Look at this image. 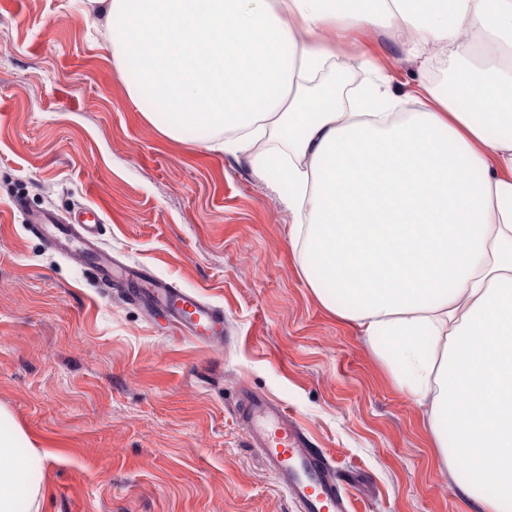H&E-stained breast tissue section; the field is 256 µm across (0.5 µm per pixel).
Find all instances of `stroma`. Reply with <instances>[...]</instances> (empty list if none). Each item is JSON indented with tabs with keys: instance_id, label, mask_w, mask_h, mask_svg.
Returning <instances> with one entry per match:
<instances>
[{
	"instance_id": "stroma-1",
	"label": "stroma",
	"mask_w": 512,
	"mask_h": 512,
	"mask_svg": "<svg viewBox=\"0 0 512 512\" xmlns=\"http://www.w3.org/2000/svg\"><path fill=\"white\" fill-rule=\"evenodd\" d=\"M373 39L395 92L448 75ZM286 192L244 155L161 135L88 0H0V406L50 451L40 512H297L238 422L244 390L331 454L352 512H474L427 408L303 281ZM18 198L100 210L113 258L223 310L222 343L152 321L53 251Z\"/></svg>"
}]
</instances>
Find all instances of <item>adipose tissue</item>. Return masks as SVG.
<instances>
[{"instance_id": "1", "label": "adipose tissue", "mask_w": 512, "mask_h": 512, "mask_svg": "<svg viewBox=\"0 0 512 512\" xmlns=\"http://www.w3.org/2000/svg\"><path fill=\"white\" fill-rule=\"evenodd\" d=\"M89 2L162 135L287 185L308 288L428 407L478 512H512V0ZM379 27L451 61L446 85L397 95L366 42ZM336 30L369 73L349 112L327 80ZM25 440L0 409V512H38L44 455Z\"/></svg>"}]
</instances>
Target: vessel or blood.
I'll return each mask as SVG.
<instances>
[{"instance_id":"b4317fda","label":"vessel or blood","mask_w":512,"mask_h":512,"mask_svg":"<svg viewBox=\"0 0 512 512\" xmlns=\"http://www.w3.org/2000/svg\"><path fill=\"white\" fill-rule=\"evenodd\" d=\"M25 220L29 229L48 238L58 253L78 256L105 284L124 288L128 298L165 315L179 330L211 343L222 339L221 310L142 266L113 260L99 241L102 218L95 209L79 207L65 217L51 212L26 213ZM237 416L252 447L259 449L280 485L296 501L298 512H350L332 458L313 447L286 405L246 391L239 399Z\"/></svg>"}]
</instances>
